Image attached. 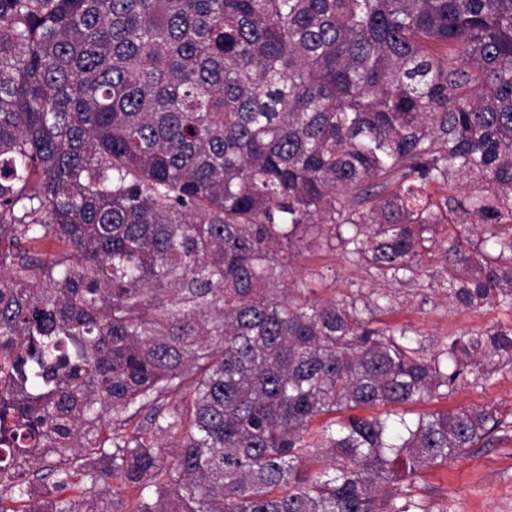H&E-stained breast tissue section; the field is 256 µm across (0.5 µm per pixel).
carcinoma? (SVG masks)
<instances>
[{"label": "carcinoma", "instance_id": "1", "mask_svg": "<svg viewBox=\"0 0 512 512\" xmlns=\"http://www.w3.org/2000/svg\"><path fill=\"white\" fill-rule=\"evenodd\" d=\"M335 241L512 308V0H0V512L33 478L39 512H122L110 478L136 512H433L424 471L512 419L361 411L487 384L512 326L433 352L387 292L290 281Z\"/></svg>", "mask_w": 512, "mask_h": 512}]
</instances>
